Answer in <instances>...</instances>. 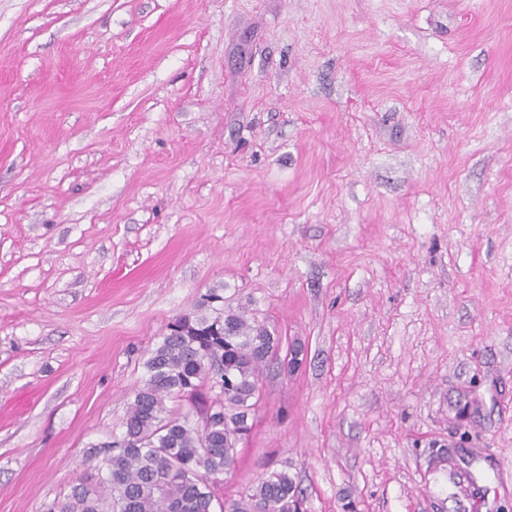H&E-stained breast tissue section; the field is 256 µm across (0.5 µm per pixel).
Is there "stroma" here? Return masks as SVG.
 Wrapping results in <instances>:
<instances>
[{
	"instance_id": "35a3bbf8",
	"label": "stroma",
	"mask_w": 512,
	"mask_h": 512,
	"mask_svg": "<svg viewBox=\"0 0 512 512\" xmlns=\"http://www.w3.org/2000/svg\"><path fill=\"white\" fill-rule=\"evenodd\" d=\"M218 284L305 358L217 502L512 512V0H0V512ZM302 500L287 470L274 471L262 478L225 512H300Z\"/></svg>"
}]
</instances>
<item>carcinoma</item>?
<instances>
[{"label":"carcinoma","mask_w":512,"mask_h":512,"mask_svg":"<svg viewBox=\"0 0 512 512\" xmlns=\"http://www.w3.org/2000/svg\"><path fill=\"white\" fill-rule=\"evenodd\" d=\"M282 338L224 309V286L176 316L145 363L121 438L103 442L102 466L45 512H213L215 488L234 473L238 444L261 401L259 374ZM184 398L189 408L167 402ZM288 471H274L227 512H301Z\"/></svg>","instance_id":"cac0c4a2"}]
</instances>
